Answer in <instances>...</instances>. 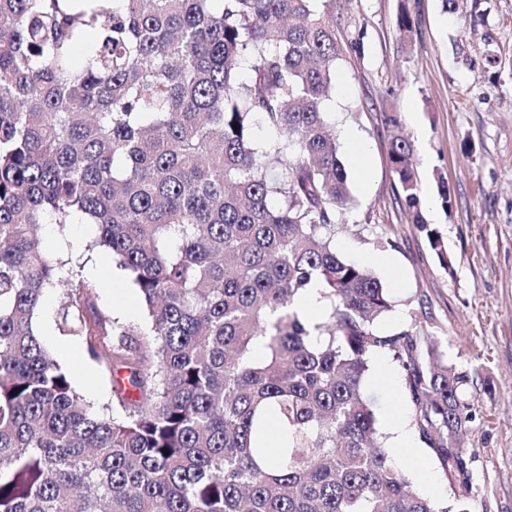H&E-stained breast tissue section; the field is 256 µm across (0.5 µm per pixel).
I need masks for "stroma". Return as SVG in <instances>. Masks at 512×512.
Instances as JSON below:
<instances>
[{
    "mask_svg": "<svg viewBox=\"0 0 512 512\" xmlns=\"http://www.w3.org/2000/svg\"><path fill=\"white\" fill-rule=\"evenodd\" d=\"M318 7L337 39L357 46L336 64L325 118L343 160L353 138L369 155L366 177L349 175L353 202L336 214L334 245L381 280L392 304L382 330L417 326L445 360L469 371L479 416L465 445L478 451L477 512H512V0H457L448 12L442 0H320ZM403 8L414 21L408 41L397 29ZM397 132L411 145L422 213L441 232L450 269L400 204L389 162ZM442 181L452 196L448 210L438 196ZM96 235L91 224H48L41 245L63 260L62 277L94 280L98 308L144 324L126 274L109 254L87 251ZM61 296L57 288L45 292L40 338L75 390L101 410L113 401L112 380L83 341L56 332L51 313ZM85 368L91 379L82 378ZM365 393L383 415L410 408L391 358H374ZM414 448L429 478L403 458L396 465L420 493L450 500L435 455L422 442Z\"/></svg>",
    "mask_w": 512,
    "mask_h": 512,
    "instance_id": "35a3bbf8",
    "label": "stroma"
}]
</instances>
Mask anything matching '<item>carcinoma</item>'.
Returning a JSON list of instances; mask_svg holds the SVG:
<instances>
[{
  "instance_id": "1",
  "label": "carcinoma",
  "mask_w": 512,
  "mask_h": 512,
  "mask_svg": "<svg viewBox=\"0 0 512 512\" xmlns=\"http://www.w3.org/2000/svg\"><path fill=\"white\" fill-rule=\"evenodd\" d=\"M316 2L0 0V512H448L383 442L364 394L379 355L473 512L470 373L379 330L385 288L333 245L352 197L323 105L345 48ZM389 159L448 268L406 138ZM77 217L147 328L100 311L92 280L59 279L41 226ZM58 285L55 330L112 375V411L39 337ZM312 286L316 324L295 308Z\"/></svg>"
}]
</instances>
